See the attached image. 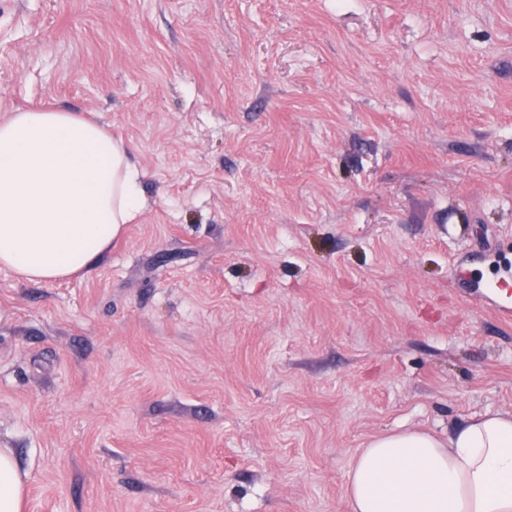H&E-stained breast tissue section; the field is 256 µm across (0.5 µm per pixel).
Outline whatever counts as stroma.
Masks as SVG:
<instances>
[{
	"instance_id": "obj_1",
	"label": "stroma",
	"mask_w": 512,
	"mask_h": 512,
	"mask_svg": "<svg viewBox=\"0 0 512 512\" xmlns=\"http://www.w3.org/2000/svg\"><path fill=\"white\" fill-rule=\"evenodd\" d=\"M104 125L146 207L0 270L23 512H349L373 437L512 413V0H0V119Z\"/></svg>"
}]
</instances>
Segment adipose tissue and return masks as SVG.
Here are the masks:
<instances>
[{
	"label": "adipose tissue",
	"instance_id": "obj_1",
	"mask_svg": "<svg viewBox=\"0 0 512 512\" xmlns=\"http://www.w3.org/2000/svg\"><path fill=\"white\" fill-rule=\"evenodd\" d=\"M144 172L123 142L71 112L0 120V267L29 282L83 273L143 212ZM350 512H512V414L488 410L447 437H377L346 473ZM25 477L0 448V512H22Z\"/></svg>",
	"mask_w": 512,
	"mask_h": 512
}]
</instances>
